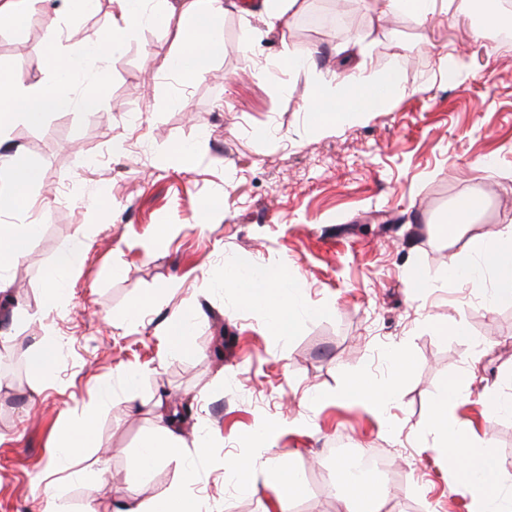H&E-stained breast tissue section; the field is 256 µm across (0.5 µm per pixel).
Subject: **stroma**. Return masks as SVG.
Masks as SVG:
<instances>
[{"label":"stroma","instance_id":"35a3bbf8","mask_svg":"<svg viewBox=\"0 0 512 512\" xmlns=\"http://www.w3.org/2000/svg\"><path fill=\"white\" fill-rule=\"evenodd\" d=\"M317 2L299 0L281 30L263 11L224 0L223 51L192 81L169 65L183 46L177 26L144 25L115 64L91 60L73 78V97L97 98V110L77 106L41 127L8 129L0 152L40 169L32 193L47 206L29 256L8 271L25 289L10 298L14 324L0 341L17 366L0 386V512H50L61 428L90 407L96 443L75 452L66 512H121L129 496L165 497L187 465L194 494L223 512H278L270 489L228 471L252 454L263 423L280 429L264 459L301 483L288 512H339V442L384 456L387 512H469L423 424L432 394L473 360L477 380L456 415L512 473V416H491L481 396L512 371V302L489 305L446 277L449 257L471 237L512 225V43L488 44L460 0L424 19L385 21L379 0H350L346 26L304 28ZM114 8L98 0L73 16L60 0H33L21 26L0 25V74L51 82L39 69L46 19L58 17L65 50L78 55ZM358 36L364 49L354 57L345 46ZM291 47L314 65L282 66ZM252 65L262 76L249 74ZM358 68L378 81L397 73L403 93L379 111L318 126L312 101L324 79ZM175 144L191 148L189 161L158 166ZM466 195L485 196V210L445 235ZM204 199L222 206L203 210ZM75 239L88 248L63 284L65 301L44 310L45 271ZM238 256L287 267L309 315L292 322L284 311L242 306L225 280ZM418 268L438 286L414 296L407 282ZM135 308V324L113 326ZM177 309L193 322L189 356L167 343ZM454 320L469 339L452 334ZM45 341L57 355L38 374L27 360ZM398 348L410 368L384 417L340 399L358 374L389 383ZM130 369L141 374L133 389ZM104 382L111 392L102 399ZM313 391L321 401L308 400ZM177 405L178 453L141 478L140 443ZM89 479L98 482L92 502Z\"/></svg>","mask_w":512,"mask_h":512}]
</instances>
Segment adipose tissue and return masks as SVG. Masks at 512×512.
<instances>
[{"mask_svg":"<svg viewBox=\"0 0 512 512\" xmlns=\"http://www.w3.org/2000/svg\"><path fill=\"white\" fill-rule=\"evenodd\" d=\"M118 7L110 24L98 31L81 55L70 58L59 52L61 33L55 19L46 22L42 66L53 68L57 81L52 86L30 83L23 77L0 79V140L4 139L12 122L40 126L52 111L70 109L74 104L94 108L95 102L86 97L75 101L70 83L87 59L104 57L115 60V50L131 33L146 24L167 26L178 24L184 33V46L178 51L176 68L184 78L205 74L213 59L223 51V34L217 24L224 14L223 0H188L175 9L156 7L147 0H115ZM397 75H389L384 84L373 83L364 73L342 80L337 87L326 88L319 100L320 115L336 120L344 116L362 115L376 109L390 96L402 92ZM41 177L38 168L21 163L16 158L0 157V211L15 214L13 224L0 225V293L7 292L10 283L3 276L17 259L27 256L29 245L39 226L29 215L32 206L31 188ZM448 276L477 288L490 302H512V226L499 230L493 237L477 236L470 240L466 257H450ZM288 276L283 272L259 269L246 283L243 301L249 305L277 306L297 310L299 303L287 291ZM470 373L444 384L432 396L433 408L425 429L434 442L449 450L452 457L448 472L452 480L467 488L472 495V512H512V475L504 471L497 459L483 450L472 432L453 421L450 408L462 387L467 386ZM179 441L172 420H159L144 442L139 455L142 471H149L167 460ZM265 468L279 502L296 496L300 487L284 478L280 465H258L256 459L238 461L232 473L235 478L251 480L258 468ZM383 479L379 475L346 481L334 489L345 512H384Z\"/></svg>","mask_w":512,"mask_h":512,"instance_id":"adipose-tissue-1","label":"adipose tissue"}]
</instances>
